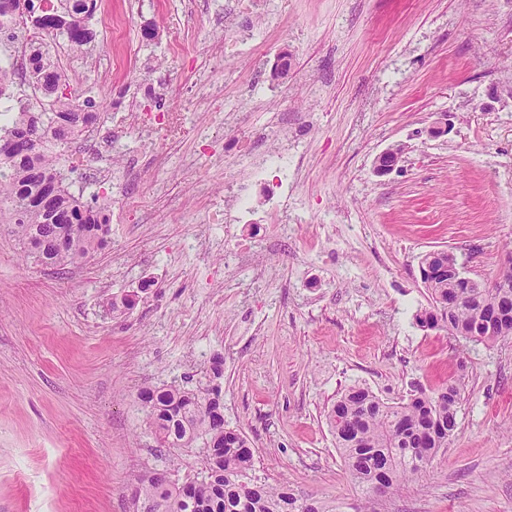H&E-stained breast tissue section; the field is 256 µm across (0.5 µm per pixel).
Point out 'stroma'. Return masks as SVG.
<instances>
[{
  "mask_svg": "<svg viewBox=\"0 0 512 512\" xmlns=\"http://www.w3.org/2000/svg\"><path fill=\"white\" fill-rule=\"evenodd\" d=\"M97 0L87 53L47 52L125 134L131 170L72 192L111 218L85 264L49 269L0 231V512H134L168 468L138 399L176 386L224 406L255 474L356 512L326 424L354 384L388 403L460 380L427 476L378 512H512V336L461 347L419 326L432 250L494 280L512 256V0ZM244 41L219 57L217 39ZM450 120L443 135L432 126ZM288 156L280 223L210 218L238 154ZM401 144L400 169L374 161Z\"/></svg>",
  "mask_w": 512,
  "mask_h": 512,
  "instance_id": "stroma-1",
  "label": "stroma"
}]
</instances>
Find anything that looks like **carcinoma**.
<instances>
[{
    "instance_id": "1",
    "label": "carcinoma",
    "mask_w": 512,
    "mask_h": 512,
    "mask_svg": "<svg viewBox=\"0 0 512 512\" xmlns=\"http://www.w3.org/2000/svg\"><path fill=\"white\" fill-rule=\"evenodd\" d=\"M19 0H0V17L30 20ZM59 5L41 8L42 25L36 33L62 39L80 52L93 39L87 29L95 11L94 0H57ZM28 73L38 78L33 89L48 100V107L20 105L11 122L0 127V223L10 225L28 256L46 267L65 269L87 261L107 243L109 218L71 193L60 170L68 158L65 145L90 124L95 115L86 112L73 95L57 93L63 76L44 57L41 48L31 51ZM17 73L10 59L0 60V105L14 101ZM40 127L39 150L25 153L10 142L26 129ZM57 183L53 211L42 207L40 187ZM423 262L439 270L424 279L431 310L417 317L422 326L444 325L467 343L489 344L502 337L498 310L512 305V266L501 271L494 288H482L453 275L456 258L444 253ZM153 393L147 420L155 429L159 447L167 450L196 448L215 438L224 447L206 455L204 474L184 481L175 474L154 472L134 491L136 512H333L324 501L302 495L286 485L258 481L253 453L247 440L224 429L219 401L177 387L142 388ZM460 391L452 382L436 391L421 392L406 402L388 404L369 389L353 386L332 402L327 422L345 468L361 491L360 512H377L376 503L386 492L398 491L421 479L457 427Z\"/></svg>"
}]
</instances>
